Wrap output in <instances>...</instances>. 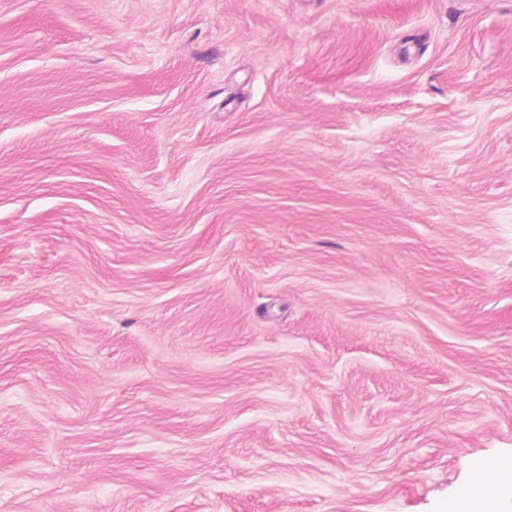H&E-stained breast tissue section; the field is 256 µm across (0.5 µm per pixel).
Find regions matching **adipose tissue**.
Returning <instances> with one entry per match:
<instances>
[{"label": "adipose tissue", "instance_id": "obj_1", "mask_svg": "<svg viewBox=\"0 0 512 512\" xmlns=\"http://www.w3.org/2000/svg\"><path fill=\"white\" fill-rule=\"evenodd\" d=\"M512 505V460L484 461L450 502L451 512H507Z\"/></svg>", "mask_w": 512, "mask_h": 512}]
</instances>
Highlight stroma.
<instances>
[{"label":"stroma","mask_w":512,"mask_h":512,"mask_svg":"<svg viewBox=\"0 0 512 512\" xmlns=\"http://www.w3.org/2000/svg\"><path fill=\"white\" fill-rule=\"evenodd\" d=\"M511 452L512 0H0V512Z\"/></svg>","instance_id":"stroma-1"}]
</instances>
